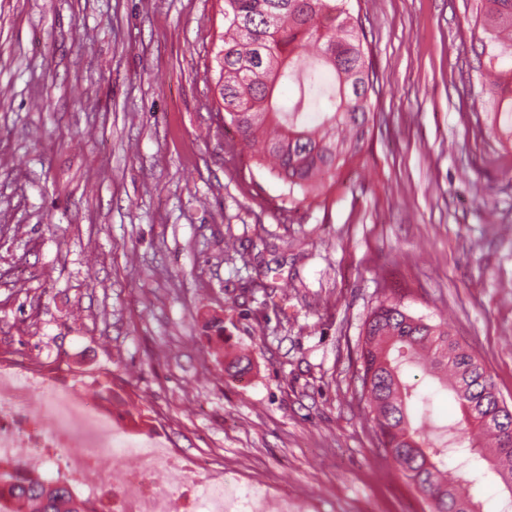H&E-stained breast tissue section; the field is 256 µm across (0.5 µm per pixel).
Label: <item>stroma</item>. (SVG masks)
Instances as JSON below:
<instances>
[{"mask_svg":"<svg viewBox=\"0 0 512 512\" xmlns=\"http://www.w3.org/2000/svg\"><path fill=\"white\" fill-rule=\"evenodd\" d=\"M476 6L359 0L381 118L326 202L292 204L224 124L223 0H0V355L64 359L90 399L111 380L116 415L313 512H430L356 370L391 298L512 406V148Z\"/></svg>","mask_w":512,"mask_h":512,"instance_id":"35a3bbf8","label":"stroma"}]
</instances>
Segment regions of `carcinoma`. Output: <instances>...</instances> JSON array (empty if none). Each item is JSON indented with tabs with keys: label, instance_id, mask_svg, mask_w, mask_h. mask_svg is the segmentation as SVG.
I'll return each mask as SVG.
<instances>
[{
	"label": "carcinoma",
	"instance_id": "cac0c4a2",
	"mask_svg": "<svg viewBox=\"0 0 512 512\" xmlns=\"http://www.w3.org/2000/svg\"><path fill=\"white\" fill-rule=\"evenodd\" d=\"M472 40L493 77L488 91L506 100L495 113L498 142L512 145V0H479ZM318 57L306 54L308 42ZM367 35L350 0H224V46L216 83L224 125L259 168L270 167L293 203L326 196L334 178L359 159L372 129L380 88L364 43ZM333 74L324 78L323 69ZM288 88V105L278 89ZM316 111V124L310 112ZM430 354L429 372L441 373L460 416L429 427L414 420L417 385L404 368ZM359 398L380 443L405 480L431 503V512H482L474 489L494 476L512 494V416L498 407V391L483 358L463 347L450 329L380 302L365 323ZM458 474L444 478L448 456ZM0 512H87L72 485L31 476L19 463L0 467Z\"/></svg>",
	"mask_w": 512,
	"mask_h": 512
}]
</instances>
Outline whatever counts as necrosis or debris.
Here are the masks:
<instances>
[{"label": "necrosis or debris", "instance_id": "1", "mask_svg": "<svg viewBox=\"0 0 512 512\" xmlns=\"http://www.w3.org/2000/svg\"><path fill=\"white\" fill-rule=\"evenodd\" d=\"M20 448L85 489L89 512H267L272 501L288 512L287 495L242 492L223 469L176 452L159 436L121 433L111 409L61 373L0 360V465ZM109 448L137 458V467L104 475L100 459Z\"/></svg>", "mask_w": 512, "mask_h": 512}]
</instances>
